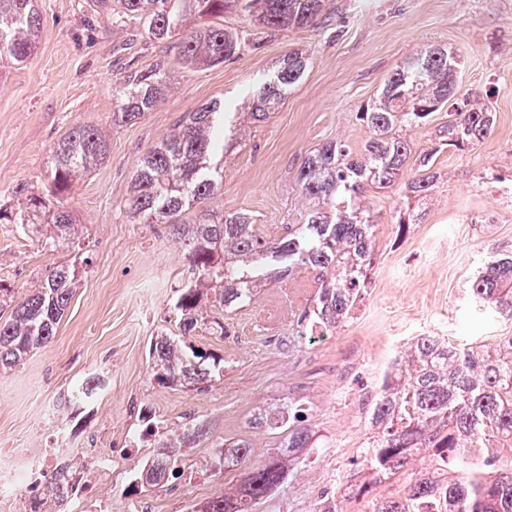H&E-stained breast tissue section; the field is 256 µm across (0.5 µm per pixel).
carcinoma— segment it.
I'll list each match as a JSON object with an SVG mask.
<instances>
[{
    "mask_svg": "<svg viewBox=\"0 0 512 512\" xmlns=\"http://www.w3.org/2000/svg\"><path fill=\"white\" fill-rule=\"evenodd\" d=\"M98 14L136 19L148 38L173 52V62H158L131 71L118 86L112 121L128 123L153 110L171 86L172 64L182 68L214 66L239 56L253 40L245 31L214 24L226 12L253 16L269 31L317 25L328 0H93ZM36 0H0V65L18 66L34 52L43 29ZM309 55L293 51L253 95L250 120L265 121L288 92L302 80ZM458 56L443 45H427L386 77L382 90L357 115L370 131L359 148L330 142L307 154L296 181L301 193L316 202L306 222L277 241L254 233L245 212L217 216L187 214L214 198L224 183V142L238 139L224 123V104L211 102L183 115L172 132L140 158L134 171L129 213L142 224H164L187 252L193 278L175 303L181 335L199 324L201 297L219 289L224 307L252 300L255 291L278 273L310 268L324 272L311 326L336 327L350 318L370 283L377 221L363 204L365 187L387 188L399 177L412 150L402 128H422L444 107L433 147L414 159L419 176L407 185L406 199L427 197L437 178L440 153L464 152L486 138L493 127L489 107L456 102ZM108 143L98 128L79 125L60 138L52 151L53 186L60 193L74 177L104 159ZM17 204L0 205V221L27 228L52 224L56 235L41 240L50 249L70 236L72 215L62 206L30 190L14 189ZM423 214L401 205L394 223L398 234L419 224ZM76 274L68 265L55 267L41 286L15 301L0 320V366L12 368L31 351L49 343L72 299ZM472 312L491 320L512 321V245L492 247L467 280ZM150 368L160 384L202 385L220 371L221 360L158 336L150 346ZM101 380L82 382L69 396L86 404ZM376 435L365 448L363 467L344 494L368 499L371 512H512V335L493 345L454 346L435 336L416 338L404 361L383 375L368 400ZM276 455L261 465H246L251 456L244 440H226L217 450L220 466L245 468L236 494L213 497L193 512H253L285 479L296 454L316 447L311 430L288 424ZM202 430L177 434L158 445L148 469L180 472L182 448ZM427 455L432 470L406 483L397 497H376L374 491L400 473L415 457ZM70 463L32 487L34 504L61 503L68 496Z\"/></svg>",
    "mask_w": 512,
    "mask_h": 512,
    "instance_id": "1",
    "label": "carcinoma"
}]
</instances>
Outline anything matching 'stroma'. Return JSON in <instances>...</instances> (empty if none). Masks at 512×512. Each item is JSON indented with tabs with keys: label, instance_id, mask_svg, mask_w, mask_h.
<instances>
[{
	"label": "stroma",
	"instance_id": "35a3bbf8",
	"mask_svg": "<svg viewBox=\"0 0 512 512\" xmlns=\"http://www.w3.org/2000/svg\"><path fill=\"white\" fill-rule=\"evenodd\" d=\"M323 23L257 34L258 48L200 69L179 68L175 84L135 123H112L113 88L124 75L167 59L162 44L136 22L94 15L91 0H38L44 27L22 65L0 70V204L13 189L50 193L51 149L69 129L99 127L110 152L74 181L60 201L75 220L73 240L43 249L35 234L0 223V288L14 299L32 293L60 264L77 282L53 340L16 367L0 370V465L25 470L55 448L83 465L92 494L63 512H192L218 493L235 492L239 470L214 466L212 450L245 439L252 464L269 460L279 430L260 414L291 403L317 438L286 480L254 512H368L364 502L337 499L356 470L373 431L367 400L390 364L414 338L488 344L512 335L511 322L484 321L469 310L464 288L489 245L512 243V203L499 191L512 183V0H329ZM459 54L460 94L488 104L494 126L466 152H444L440 178L422 223L398 234L393 222L404 184L416 175L366 190L379 215L376 266L367 294L341 326L311 328L320 271L304 269L260 289L249 303L225 310L214 296L188 341L222 358L224 368L204 387L161 385L149 374L155 337L179 332L174 304L188 276L182 250L161 224H140L127 210L139 157L185 114L213 100L247 112L245 97L268 79L288 52L309 53L301 83L241 142L224 152V186L205 202L215 214L244 211L257 235L285 236L312 207L296 182L306 154L330 141L361 146L370 136L356 118L385 78L421 47ZM104 387L89 404H68L84 379ZM166 430L202 428L183 449L185 473L139 494L128 486L145 452L130 451L141 408Z\"/></svg>",
	"mask_w": 512,
	"mask_h": 512
}]
</instances>
